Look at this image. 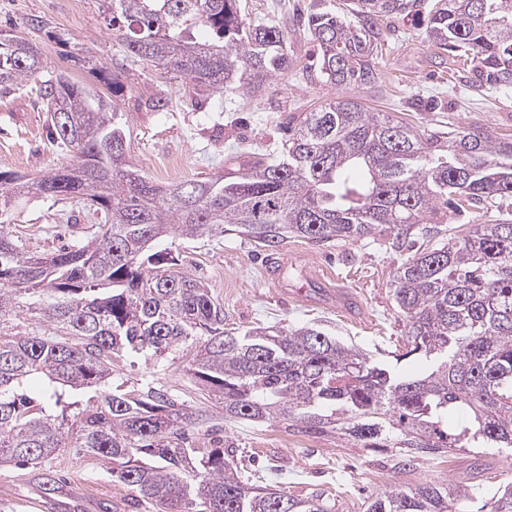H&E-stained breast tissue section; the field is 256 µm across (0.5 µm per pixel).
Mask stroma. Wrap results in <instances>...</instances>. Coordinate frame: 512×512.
<instances>
[{"label": "stroma", "instance_id": "1", "mask_svg": "<svg viewBox=\"0 0 512 512\" xmlns=\"http://www.w3.org/2000/svg\"><path fill=\"white\" fill-rule=\"evenodd\" d=\"M245 18L278 26L288 43L290 64L261 92L240 88L191 102L182 78H168L149 64L131 63L112 34L103 0H0V29L16 28L42 52L45 75L62 74L98 95L111 98L127 134V157L153 183L166 186L189 178L228 172L230 158L248 160L274 151L289 122L330 101L345 98L371 112H387L428 133L449 125H476L512 136V86H479L460 64L428 36V4L418 0L410 14L375 18L379 47L376 78L359 86L322 81L311 72L319 56L302 18L309 9L346 14L351 0H243ZM116 78L106 86L104 75ZM39 78L0 93V170L39 176L72 160L50 145ZM162 100L165 111L146 107ZM5 232L37 252L87 241L95 228L83 204L23 197L7 219ZM180 269L201 278L224 308V327L239 332L255 326L315 325L346 345L372 354L394 350L404 321L393 295L396 267L414 250L395 247L376 235L318 246L291 238L280 251L287 258L282 278L299 299L281 304L265 273L267 253L245 236L215 233L197 239L178 234L159 239ZM335 288L357 302L358 315L318 303L309 286ZM186 347L158 360L124 357L113 366L128 385L151 381L182 396L206 413L196 444L229 448L239 466L260 470L265 482L290 496L314 492L338 501V512H364L371 498L390 486L428 482L465 489V512H488L491 498L512 490V451L459 448L426 456L395 469L396 449L375 451L336 434H312L282 418L228 421L217 402L199 390L188 370ZM156 512L129 487L117 482L109 463L72 454L43 466L0 467V512Z\"/></svg>", "mask_w": 512, "mask_h": 512}]
</instances>
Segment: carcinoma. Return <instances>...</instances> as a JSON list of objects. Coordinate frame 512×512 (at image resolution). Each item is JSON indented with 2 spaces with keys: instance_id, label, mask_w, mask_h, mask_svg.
Returning <instances> with one entry per match:
<instances>
[{
  "instance_id": "carcinoma-1",
  "label": "carcinoma",
  "mask_w": 512,
  "mask_h": 512,
  "mask_svg": "<svg viewBox=\"0 0 512 512\" xmlns=\"http://www.w3.org/2000/svg\"><path fill=\"white\" fill-rule=\"evenodd\" d=\"M410 2L353 0V21L311 13L321 76L370 83L372 20L408 13ZM111 7L125 56L187 79L197 97L242 86L259 92L288 64L280 28L246 22L242 0ZM196 29L209 38L191 36ZM429 36L474 62L480 84L512 85V0H436ZM41 69L36 45L0 31L1 93ZM36 94L53 140L74 161L34 178L0 171V219L32 194L89 202L97 231L50 253L0 231V324L24 312L37 324L0 337V465L98 457L160 512H336L322 492L292 498L234 468L224 449L191 446L188 432L203 415L161 386L130 390L112 377L117 357L158 358L188 342L198 345L189 371L226 419L281 417L362 448H401L403 467L480 439L512 448V222L449 236L431 225L462 201L487 210L512 199V138L472 125L427 137L338 99L288 127L274 157L161 187L128 161L110 104L62 74L41 81ZM228 230L272 253L292 237L327 244L384 234L398 244L425 236L427 247L402 261L394 280L402 345L387 360L320 327L225 331L208 288L151 243L171 232ZM411 360L426 370L397 369ZM465 497L456 487L395 484L365 512H461Z\"/></svg>"
}]
</instances>
